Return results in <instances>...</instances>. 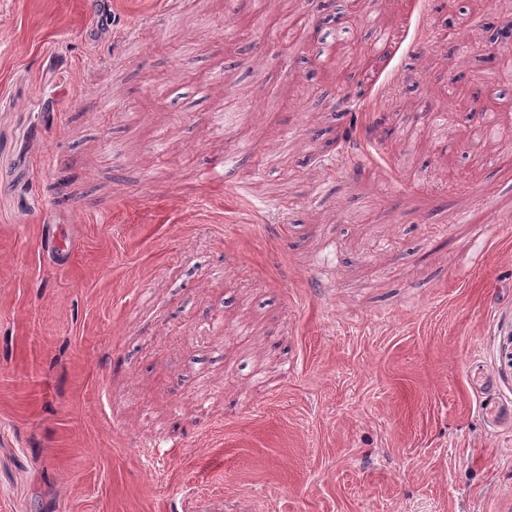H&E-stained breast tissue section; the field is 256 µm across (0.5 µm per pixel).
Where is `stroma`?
<instances>
[{
  "mask_svg": "<svg viewBox=\"0 0 512 512\" xmlns=\"http://www.w3.org/2000/svg\"><path fill=\"white\" fill-rule=\"evenodd\" d=\"M290 5L293 37L257 0H0V512L512 499V107L482 34L427 47L454 0H356L379 79L308 90L325 0ZM478 107L505 136L464 166Z\"/></svg>",
  "mask_w": 512,
  "mask_h": 512,
  "instance_id": "obj_1",
  "label": "stroma"
}]
</instances>
